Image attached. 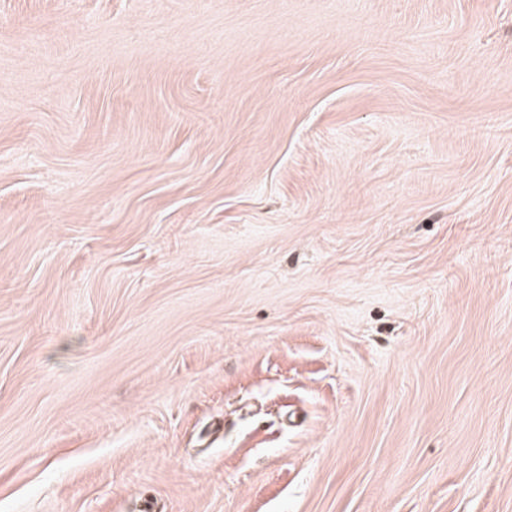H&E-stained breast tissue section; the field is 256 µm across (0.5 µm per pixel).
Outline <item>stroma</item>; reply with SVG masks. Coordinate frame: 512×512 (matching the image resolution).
Instances as JSON below:
<instances>
[{
    "label": "stroma",
    "mask_w": 512,
    "mask_h": 512,
    "mask_svg": "<svg viewBox=\"0 0 512 512\" xmlns=\"http://www.w3.org/2000/svg\"><path fill=\"white\" fill-rule=\"evenodd\" d=\"M512 512V0H0V512Z\"/></svg>",
    "instance_id": "1"
}]
</instances>
